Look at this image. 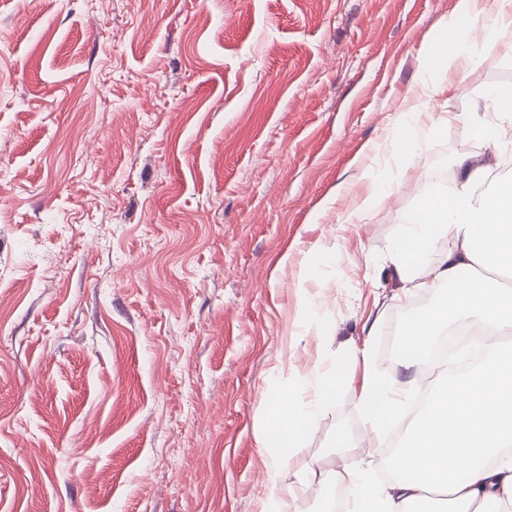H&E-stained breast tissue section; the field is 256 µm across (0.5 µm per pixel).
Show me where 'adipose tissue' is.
<instances>
[{"label":"adipose tissue","mask_w":512,"mask_h":512,"mask_svg":"<svg viewBox=\"0 0 512 512\" xmlns=\"http://www.w3.org/2000/svg\"><path fill=\"white\" fill-rule=\"evenodd\" d=\"M447 29L451 42L438 43L424 60L411 103L397 118L404 132L400 148L408 156L421 146L418 119L443 77L512 36V0H456ZM460 167L455 185L427 197L409 218L391 255L407 287L436 293L437 300L404 331L405 379L380 376L369 367V353L361 355L367 369L359 396L372 447H383L392 418L409 423L405 441L385 461L388 487L375 486L360 467L336 472L350 488L348 512H416L438 490L446 494V512H512V347L485 341L486 356L477 366L444 382L420 412H409L419 366L442 328L482 323L499 332L512 329V289L496 279L512 271V186L481 191L488 165L465 158ZM441 239L450 247L436 260L432 252ZM296 385L299 398L271 405L259 433L274 489L289 449L303 447L312 422L333 400L336 375L315 368Z\"/></svg>","instance_id":"adipose-tissue-1"}]
</instances>
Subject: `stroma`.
Returning a JSON list of instances; mask_svg holds the SVG:
<instances>
[{"instance_id": "stroma-1", "label": "stroma", "mask_w": 512, "mask_h": 512, "mask_svg": "<svg viewBox=\"0 0 512 512\" xmlns=\"http://www.w3.org/2000/svg\"><path fill=\"white\" fill-rule=\"evenodd\" d=\"M455 4L0 0V512H261L287 365L342 382L285 482L343 433L387 484L361 351L398 374L382 343L418 299L388 256L461 156L512 177L468 123L512 40L391 149ZM378 169L394 192L348 221ZM333 499L328 474L288 512Z\"/></svg>"}]
</instances>
